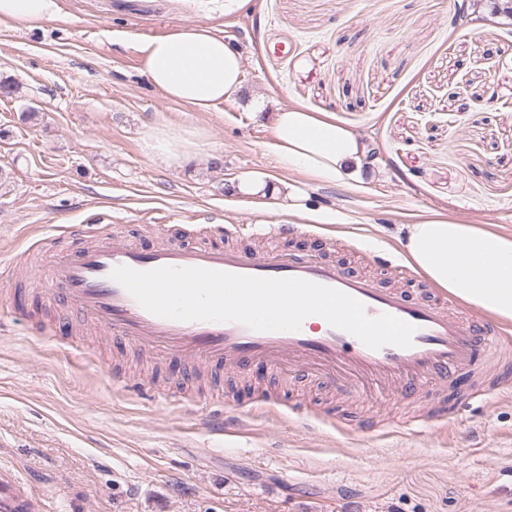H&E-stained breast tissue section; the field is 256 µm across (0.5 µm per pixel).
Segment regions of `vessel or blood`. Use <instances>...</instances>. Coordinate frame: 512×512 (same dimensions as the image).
Here are the masks:
<instances>
[{
	"label": "vessel or blood",
	"mask_w": 512,
	"mask_h": 512,
	"mask_svg": "<svg viewBox=\"0 0 512 512\" xmlns=\"http://www.w3.org/2000/svg\"><path fill=\"white\" fill-rule=\"evenodd\" d=\"M241 225L224 227L225 243L174 244L169 239L142 245L124 236L95 237L79 249L56 255L48 283L58 301L85 325L113 342L146 348L187 362L282 370L300 364L326 387L360 392L373 403L390 387L420 392L437 379L467 382L475 365L495 355L497 326L477 321L445 296L414 297L367 272L344 269L322 255L271 251L257 256L233 245ZM198 267L262 278H300L338 289L362 302L369 316L394 315L415 326L413 344L374 350L325 319L303 321L296 331H258L239 322L179 321L144 309L111 271ZM0 512H40L24 482L0 467Z\"/></svg>",
	"instance_id": "1"
}]
</instances>
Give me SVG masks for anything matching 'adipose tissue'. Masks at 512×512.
<instances>
[{
  "instance_id": "ef3b65f1",
  "label": "adipose tissue",
  "mask_w": 512,
  "mask_h": 512,
  "mask_svg": "<svg viewBox=\"0 0 512 512\" xmlns=\"http://www.w3.org/2000/svg\"><path fill=\"white\" fill-rule=\"evenodd\" d=\"M57 12V0H0V22L31 30ZM243 64L242 53L202 23L150 39L140 56L141 73L165 100L198 112L239 91ZM271 129L281 167L317 183L356 186L366 151L335 117L305 105H284L275 110ZM145 139L166 159L188 160L198 151L192 136L162 126L149 129ZM404 230L399 244L417 274L481 313L512 323V234L441 214L422 217Z\"/></svg>"
}]
</instances>
